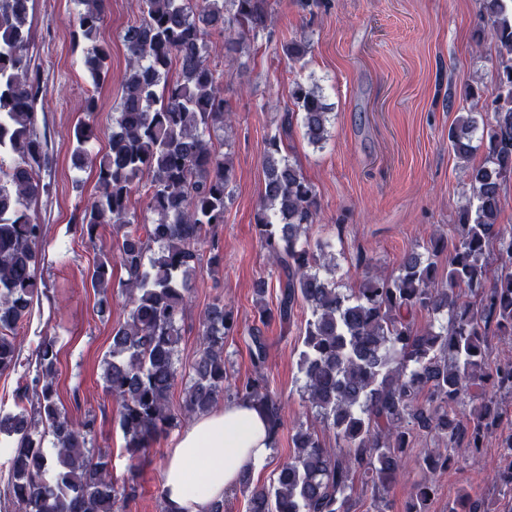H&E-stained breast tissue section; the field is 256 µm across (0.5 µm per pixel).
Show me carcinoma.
Returning a JSON list of instances; mask_svg holds the SVG:
<instances>
[{"label": "carcinoma", "instance_id": "cac0c4a2", "mask_svg": "<svg viewBox=\"0 0 512 512\" xmlns=\"http://www.w3.org/2000/svg\"><path fill=\"white\" fill-rule=\"evenodd\" d=\"M31 0H0V372L19 365L13 333L28 314L39 284L35 276L45 225L29 214V202L46 188L50 170L47 133L37 128L47 87L31 65L28 26ZM76 39L87 43L84 65L92 83L105 82L109 46L99 39L108 0H77ZM142 18L128 25L122 40L128 73L103 154L87 144L96 128L79 123L73 164L97 172V190L73 215V227L94 238L110 224L120 235L117 255L96 261L90 283L110 305L112 265L127 318L112 330L104 360L105 390L115 403L126 439L130 469L162 432L177 425L170 394L185 381L184 416L213 410L219 401L246 400L263 408L271 445L284 427V406L265 372L267 344L262 328L272 320L288 324L295 308L309 312L300 354L303 397L332 428L339 448L331 450L308 428L291 440L293 456L265 487L250 474L236 491L249 497V512H350L356 480L371 486L374 498L402 475V456L415 432L435 433L448 448L475 456L497 425L498 390L512 392V361L490 370L485 350L490 327L512 337V227L499 223L504 190L512 183V0H481L492 28L498 60L493 87L478 94L486 112L459 115L448 141L463 161L477 150L485 160L463 166L470 189L458 215V243L448 255V238L433 233L425 252L411 251L397 274L368 275L345 291L336 279L335 246L329 240L301 239L315 223L320 204L313 185L284 148L294 116H300L309 144L330 137V107L319 87L296 80V111L282 117L262 158L264 188L255 230L273 258L277 275L253 283L257 320L248 330L252 374L230 382L224 338L236 332L232 308L217 299L202 312L200 348L188 373L179 364L189 285L203 261H223L221 234L233 165L230 154L210 135L230 128L207 36L216 35L224 56L264 34L269 0H139ZM291 61L309 52L305 39L282 45ZM177 71V78L170 77ZM147 186L151 221L131 212L132 196ZM275 288L276 304L266 300ZM426 310L433 320L419 326ZM54 341L37 344L39 370L19 388L16 400L34 402L33 413L0 415V435L13 438L7 457L10 495L17 512H121L136 493L117 482L107 458L90 447L95 418L78 421L57 403ZM51 437L46 449L34 439L38 427ZM504 468L496 478L512 490V436L502 448ZM450 457H422L421 478L406 512H425L434 493L430 475Z\"/></svg>", "mask_w": 512, "mask_h": 512}]
</instances>
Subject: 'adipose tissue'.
<instances>
[{
  "instance_id": "obj_1",
  "label": "adipose tissue",
  "mask_w": 512,
  "mask_h": 512,
  "mask_svg": "<svg viewBox=\"0 0 512 512\" xmlns=\"http://www.w3.org/2000/svg\"><path fill=\"white\" fill-rule=\"evenodd\" d=\"M270 453L269 419L257 405L233 402L197 416L168 451L165 512H210L243 473L269 459Z\"/></svg>"
}]
</instances>
